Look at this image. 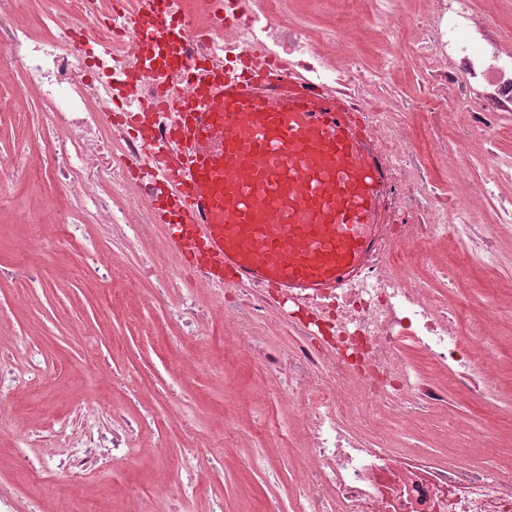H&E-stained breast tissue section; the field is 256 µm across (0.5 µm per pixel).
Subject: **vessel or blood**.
I'll return each instance as SVG.
<instances>
[{"label": "vessel or blood", "mask_w": 512, "mask_h": 512, "mask_svg": "<svg viewBox=\"0 0 512 512\" xmlns=\"http://www.w3.org/2000/svg\"><path fill=\"white\" fill-rule=\"evenodd\" d=\"M301 78L204 72L181 105L173 145L149 142L147 162L182 221L171 249L211 283L225 274L288 298L346 284L371 248L385 174L335 91L305 97Z\"/></svg>", "instance_id": "vessel-or-blood-1"}]
</instances>
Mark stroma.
Here are the masks:
<instances>
[{
  "mask_svg": "<svg viewBox=\"0 0 512 512\" xmlns=\"http://www.w3.org/2000/svg\"><path fill=\"white\" fill-rule=\"evenodd\" d=\"M38 111L13 122L0 121V162L9 170L0 180V342L11 348L18 381L8 402L0 404V486L9 488L15 512H28L40 503L42 512H121L130 488H138L152 512H203L205 499L224 497L225 512H262L265 501L287 502L295 452L292 434L277 408L275 396L248 409L249 421L237 418L247 392L261 383L260 365L238 361L232 350L224 352L221 372L199 370L188 346L172 336L155 335L165 325L166 312L144 309L116 316L106 306V291L92 288L86 265L101 247L98 236L83 241L80 250L62 252L60 260L70 274L59 278L43 271L36 279L15 275V268L31 259L14 252L15 236H42L49 213L44 207L46 183L24 174L23 144L39 139ZM22 202L25 218H17L14 202ZM108 360L113 370L127 373L133 407L150 417L153 429L164 417L159 389L177 398L196 438L208 448L201 469L206 475L199 491L187 488L178 461L185 441L178 428H170L165 448H138L122 465L104 464L82 480H74L59 465L68 452L62 430L71 408L90 398L109 405L112 387L106 377L92 372L93 364ZM43 376L41 385L29 380L30 369ZM462 430L456 452L470 460L466 434L473 429L512 430V400L495 397L482 412H475L457 396L444 409ZM234 424L238 433H251L261 425L253 447L242 449L243 463L235 470L224 467L219 448L220 423ZM39 460L47 477L43 483L28 480L25 459Z\"/></svg>",
  "mask_w": 512,
  "mask_h": 512,
  "instance_id": "stroma-1",
  "label": "stroma"
}]
</instances>
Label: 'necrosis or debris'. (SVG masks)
Here are the masks:
<instances>
[{
	"mask_svg": "<svg viewBox=\"0 0 512 512\" xmlns=\"http://www.w3.org/2000/svg\"><path fill=\"white\" fill-rule=\"evenodd\" d=\"M178 0L170 28L140 44L133 29L155 25L139 0H56L31 28L29 0H0V71L18 76L0 93V115L39 106L47 143L38 152L55 191L51 213H66L52 235L16 240L18 253L52 260L79 236L106 231L132 247L156 242L155 213L165 195L143 158V141L121 107L169 131L173 115L141 111L148 97L185 100L194 77L214 67L252 76L261 54L268 75L285 60L309 92L336 90L363 112L365 137L391 172L382 198L383 231L363 274L335 293L304 303L268 288L225 281L223 291L193 281L177 296L181 261L163 251L131 285L139 306H177L198 339L201 367L234 339L260 363L267 388L293 422L300 448L292 512H512V454L495 472L437 462L395 448L400 424H427L449 393L485 406L502 385L501 361L486 342L512 301L501 271L512 243V0H325L327 26L290 13L288 0ZM384 60L365 61L364 41ZM486 290L481 314L457 295L462 275ZM288 336L281 351L274 335ZM112 423L95 422L102 405H77L69 421L75 451L63 465L79 479L104 455H132L136 430L127 403L112 404Z\"/></svg>",
	"mask_w": 512,
	"mask_h": 512,
	"instance_id": "1",
	"label": "necrosis or debris"
}]
</instances>
